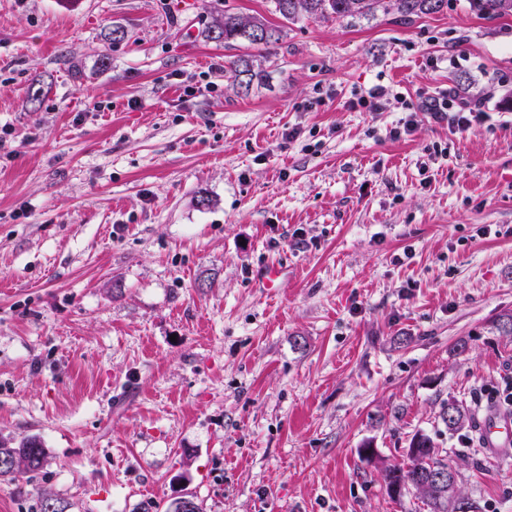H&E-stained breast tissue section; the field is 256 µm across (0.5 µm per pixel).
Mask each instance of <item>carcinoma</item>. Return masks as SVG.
Masks as SVG:
<instances>
[{
	"label": "carcinoma",
	"instance_id": "obj_1",
	"mask_svg": "<svg viewBox=\"0 0 512 512\" xmlns=\"http://www.w3.org/2000/svg\"><path fill=\"white\" fill-rule=\"evenodd\" d=\"M472 13L485 20H495L512 15V0H467ZM275 11L287 21H293L301 16H318L323 19L344 20L354 17H374L379 13H397L403 17L419 16L421 14H436L448 6V0H274ZM220 27L224 33V43L245 42L251 46L267 45L279 39L280 30L267 22L224 12L213 19V24L207 28V37L211 40L215 27ZM231 72L238 83L250 87L255 76L254 60L240 57L233 61ZM448 407L455 416L442 417L448 430L456 431L465 427L471 421L470 415L455 402H448ZM409 447L417 449V453L408 457V463L403 467L389 468L385 471L384 481L390 497L401 500L413 492L419 495L430 512H453V501L463 500L468 505V512H478L475 501L466 496L457 483V475H452V486L441 495H434L418 486L424 471L432 466H448L445 459L440 457L439 448L432 438L421 432L415 433ZM15 456L17 462L8 464L0 462V477L15 480L19 477L34 478L44 466L45 451L41 443L30 438L17 446L7 442L0 443V457Z\"/></svg>",
	"mask_w": 512,
	"mask_h": 512
}]
</instances>
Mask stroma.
<instances>
[{"mask_svg": "<svg viewBox=\"0 0 512 512\" xmlns=\"http://www.w3.org/2000/svg\"><path fill=\"white\" fill-rule=\"evenodd\" d=\"M227 9L279 40L207 39ZM445 92L486 122L435 120ZM1 126L0 439L46 459L0 512H427L383 481L417 432L512 512V460L440 419L512 378V16L0 0ZM268 262L288 274L262 288Z\"/></svg>", "mask_w": 512, "mask_h": 512, "instance_id": "1", "label": "stroma"}]
</instances>
